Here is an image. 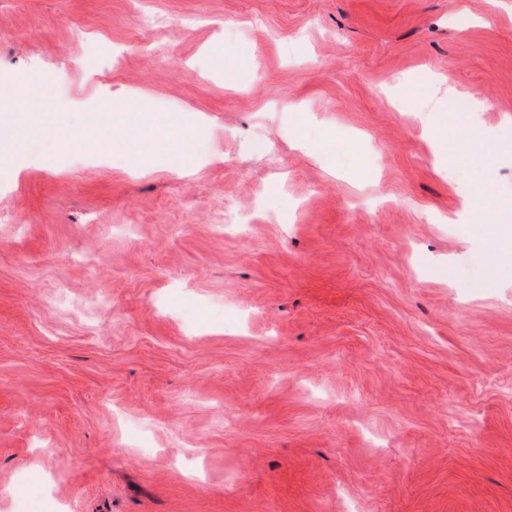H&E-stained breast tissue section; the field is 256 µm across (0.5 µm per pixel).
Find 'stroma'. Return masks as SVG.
<instances>
[{
  "label": "stroma",
  "instance_id": "stroma-1",
  "mask_svg": "<svg viewBox=\"0 0 512 512\" xmlns=\"http://www.w3.org/2000/svg\"><path fill=\"white\" fill-rule=\"evenodd\" d=\"M5 96L0 512H512V0H0ZM418 112V119L422 128L432 134L433 146L436 156H444L452 151L455 146L451 135L455 136V127L459 121V112L455 110H447L448 116L446 117L445 125L439 126L436 121V113L442 112L438 108H423ZM113 116L111 112H97L96 115L93 116L92 122L90 123V129L83 134H78L74 137H68V141L74 145H78L84 148L87 151H96L98 148V141L95 135L91 132L92 129L95 128L98 124H106L112 123Z\"/></svg>",
  "mask_w": 512,
  "mask_h": 512
}]
</instances>
